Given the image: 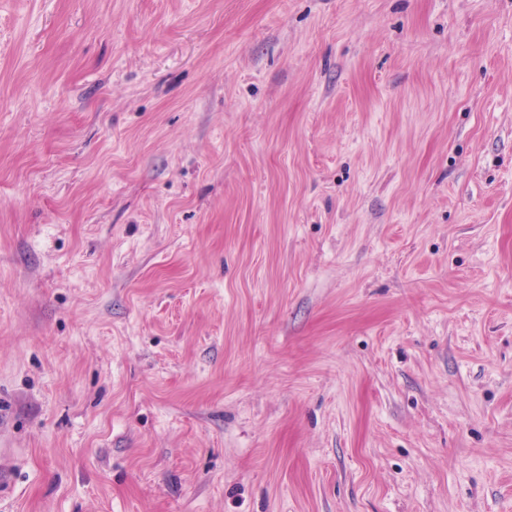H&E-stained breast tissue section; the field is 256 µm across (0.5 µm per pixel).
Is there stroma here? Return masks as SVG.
<instances>
[{
  "label": "stroma",
  "instance_id": "1",
  "mask_svg": "<svg viewBox=\"0 0 512 512\" xmlns=\"http://www.w3.org/2000/svg\"><path fill=\"white\" fill-rule=\"evenodd\" d=\"M0 512H512V0H0Z\"/></svg>",
  "mask_w": 512,
  "mask_h": 512
}]
</instances>
